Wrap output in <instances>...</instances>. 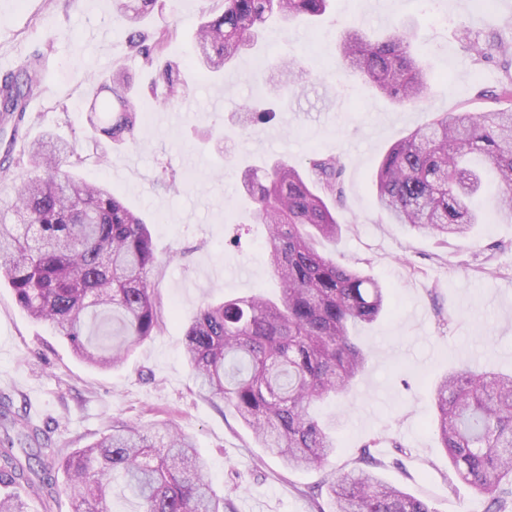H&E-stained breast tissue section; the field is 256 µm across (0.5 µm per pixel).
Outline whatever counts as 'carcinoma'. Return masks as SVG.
I'll return each mask as SVG.
<instances>
[{"label":"carcinoma","instance_id":"obj_1","mask_svg":"<svg viewBox=\"0 0 512 512\" xmlns=\"http://www.w3.org/2000/svg\"><path fill=\"white\" fill-rule=\"evenodd\" d=\"M157 0H115L127 18L128 49L150 66L162 62L151 96L176 102L187 94L180 66L165 58L173 30L139 28ZM329 0H224L221 14L201 22L197 59L218 75L255 48L271 20L283 27L321 16ZM400 24L377 40L345 28L337 52L341 72L361 75L400 105L416 107L428 89L430 66L411 47ZM462 40L481 56L508 53L502 42L481 44L465 29ZM283 94L303 80L296 62L270 66ZM37 62L0 83V116L24 115L40 89ZM110 92L94 98L89 128L117 144L135 142L142 96L122 69L97 82ZM510 102L497 110L434 113L394 143L380 160L373 186L379 211L439 241L467 236L481 223L476 199L485 173L466 165L478 155L497 177L498 215L512 221V77L492 93ZM82 161L69 142L44 136L27 159L0 161V176L25 162L36 175L14 183L0 203V281L32 319L50 324L81 360L111 368L163 325L150 273L156 267L148 224L112 189L88 183L68 168ZM345 168L340 154L310 160L302 170L278 158L243 176L253 207L246 219L264 224L265 250L280 284L271 299L258 292L206 304L185 325V355L195 381L227 402L261 447L294 468H320L336 452L335 438L312 405L347 393L365 368L367 353L351 331L376 321L388 292L379 281L336 264L318 249L341 236L336 214ZM436 432L454 473L488 498L486 512H512V374L454 369L436 389ZM9 431L0 437V512H28V502L53 497L52 477L67 478L69 512H112V477L141 500L142 512H224V497L208 483L205 465L186 436L169 423L151 430L125 422L112 433L65 455L37 450L17 454ZM364 467L341 475L318 493L333 512H436L428 503L382 481L369 455Z\"/></svg>","mask_w":512,"mask_h":512}]
</instances>
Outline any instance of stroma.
<instances>
[{"label":"stroma","mask_w":512,"mask_h":512,"mask_svg":"<svg viewBox=\"0 0 512 512\" xmlns=\"http://www.w3.org/2000/svg\"><path fill=\"white\" fill-rule=\"evenodd\" d=\"M221 10V0H160L142 26L176 28L167 54L180 64L188 94L163 111L146 101L136 143L102 140L83 151L76 169L87 181L110 184L148 224L161 330L122 365L95 368L0 286V397L35 432L23 448L68 453L118 422L150 428L167 421L195 444L224 512H324L317 487L359 467L366 453L380 461L385 481L436 512H485L486 497L448 467L433 424L435 385L452 367L512 373V223L493 218L490 189L481 197L487 220L469 237L442 243L389 223L375 206L371 179L390 146L429 113L493 108L479 92L512 75V56L472 55L458 31L512 43V0H494L488 10L474 0H437L432 11L423 0H334L315 22L287 31L270 23L258 53L208 77L193 65L194 35L203 16ZM407 17L435 77L421 106L400 108L361 78L341 75L335 49L348 25L375 38ZM126 27L112 0H0V76L39 58L43 102L27 112L16 140L0 136V153L21 157L47 131L83 140L90 76L121 66L136 89L148 91L155 72L124 44ZM286 57L296 58L307 79L272 125L240 133V109L263 84L256 60ZM218 97L224 106L216 111ZM336 153L346 157L342 235L320 248L384 284L391 303L355 333L370 352L364 372L344 397L317 405L321 423L336 435L335 455L322 468L295 469L260 448L223 400L199 390L184 327L203 302L276 289L267 230L242 221L250 206L245 167L285 156L303 168L310 157Z\"/></svg>","instance_id":"obj_1"}]
</instances>
